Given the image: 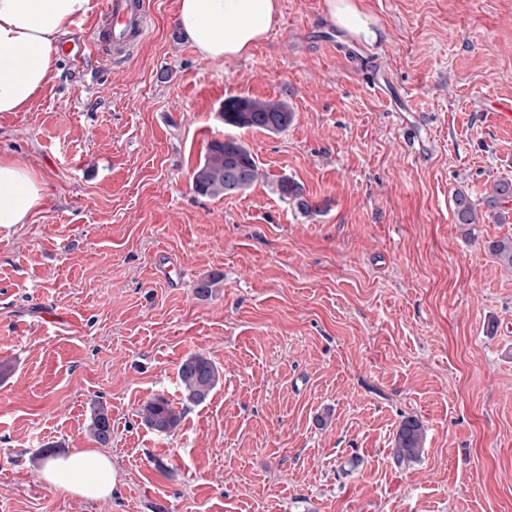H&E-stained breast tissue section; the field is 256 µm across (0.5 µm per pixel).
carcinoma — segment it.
<instances>
[{"label": "carcinoma", "instance_id": "obj_1", "mask_svg": "<svg viewBox=\"0 0 512 512\" xmlns=\"http://www.w3.org/2000/svg\"><path fill=\"white\" fill-rule=\"evenodd\" d=\"M221 117L224 124L238 129H258L275 134L288 129L293 112L281 101L233 97L224 100ZM258 175L259 167L249 148L237 138L226 137L209 143L204 158L193 173V184L200 195L229 196L248 190ZM278 191L283 198L297 201L300 209H309L294 182L279 180ZM511 203L512 179L495 181L485 191L480 210L467 194L458 192L454 196V223L468 226L482 219L493 224H507L512 221ZM490 250L498 260L512 267L511 237L492 242ZM219 377V370L212 360L202 355L188 357L179 368L185 400L193 404L205 402L218 384ZM141 415L148 428L162 434L172 432L181 420V413L162 396L148 401L141 409ZM89 430L100 446L112 444V425L107 407L98 404L93 408ZM423 436L424 429L419 420L406 419L402 422L392 451L397 464L419 456Z\"/></svg>", "mask_w": 512, "mask_h": 512}]
</instances>
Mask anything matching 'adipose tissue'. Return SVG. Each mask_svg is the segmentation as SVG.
<instances>
[{"label":"adipose tissue","instance_id":"adipose-tissue-1","mask_svg":"<svg viewBox=\"0 0 512 512\" xmlns=\"http://www.w3.org/2000/svg\"><path fill=\"white\" fill-rule=\"evenodd\" d=\"M329 19L352 36L372 41L377 21L359 0H327ZM91 0H0V112L31 104L59 62L60 42ZM280 0H178L176 24L204 59L240 57L266 37ZM45 187L29 168L0 157V224H22L38 208ZM45 481L88 500L111 496L118 470L107 455L80 448L48 460Z\"/></svg>","mask_w":512,"mask_h":512}]
</instances>
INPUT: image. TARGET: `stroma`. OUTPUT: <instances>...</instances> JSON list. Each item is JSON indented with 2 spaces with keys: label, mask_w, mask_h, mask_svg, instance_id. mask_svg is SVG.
<instances>
[{
  "label": "stroma",
  "mask_w": 512,
  "mask_h": 512,
  "mask_svg": "<svg viewBox=\"0 0 512 512\" xmlns=\"http://www.w3.org/2000/svg\"><path fill=\"white\" fill-rule=\"evenodd\" d=\"M147 2L145 38L115 61L73 51L96 36L92 0L30 107L0 113V157L47 188L0 225V512H512V268L489 250L512 223L452 211L512 179L490 109L512 100V0H361L381 92L332 50L326 0H280L267 37L224 61L185 41L177 0ZM230 97L294 120L227 126ZM228 135L262 177L199 195L193 172ZM194 354L220 372L200 404L178 377ZM158 396L182 414L168 434L141 418ZM99 403L118 484L87 501L41 479V451L94 447ZM408 418L423 447L399 464ZM89 430L100 446L106 447L112 444V425L107 407L97 404L93 408ZM424 429L417 419H406L400 425L395 437V448L392 454L396 463L416 459L422 449Z\"/></svg>",
  "instance_id": "35a3bbf8"
}]
</instances>
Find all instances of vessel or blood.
Wrapping results in <instances>:
<instances>
[{"label": "vessel or blood", "instance_id": "obj_1", "mask_svg": "<svg viewBox=\"0 0 512 512\" xmlns=\"http://www.w3.org/2000/svg\"><path fill=\"white\" fill-rule=\"evenodd\" d=\"M104 19L102 50L116 59L127 58L148 28L145 0H106Z\"/></svg>", "mask_w": 512, "mask_h": 512}]
</instances>
